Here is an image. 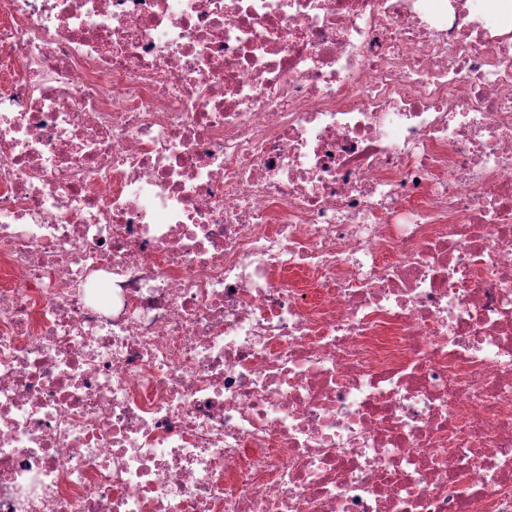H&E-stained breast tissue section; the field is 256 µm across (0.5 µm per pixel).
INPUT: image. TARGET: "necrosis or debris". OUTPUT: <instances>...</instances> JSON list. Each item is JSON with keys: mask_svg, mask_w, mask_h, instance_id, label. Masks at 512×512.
<instances>
[{"mask_svg": "<svg viewBox=\"0 0 512 512\" xmlns=\"http://www.w3.org/2000/svg\"><path fill=\"white\" fill-rule=\"evenodd\" d=\"M0 512H512V9L0 0Z\"/></svg>", "mask_w": 512, "mask_h": 512, "instance_id": "4bbe7bcc", "label": "necrosis or debris"}]
</instances>
